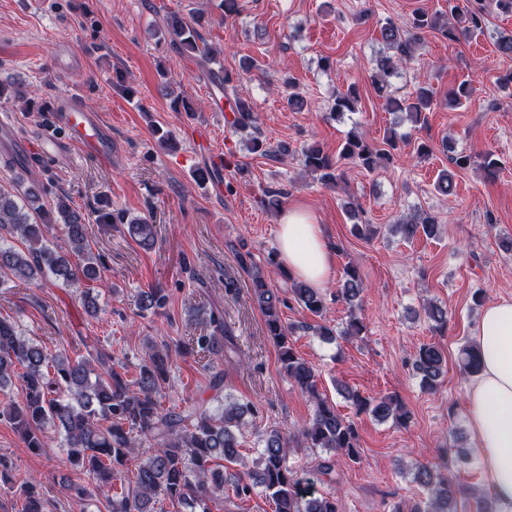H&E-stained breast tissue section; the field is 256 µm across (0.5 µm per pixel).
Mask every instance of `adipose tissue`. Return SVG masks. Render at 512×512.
<instances>
[{
  "instance_id": "1",
  "label": "adipose tissue",
  "mask_w": 512,
  "mask_h": 512,
  "mask_svg": "<svg viewBox=\"0 0 512 512\" xmlns=\"http://www.w3.org/2000/svg\"><path fill=\"white\" fill-rule=\"evenodd\" d=\"M279 258L288 272L323 289L334 276L322 224L293 206L279 218ZM480 370L466 392L472 446L500 512H512V298L483 307L474 329Z\"/></svg>"
}]
</instances>
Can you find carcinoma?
<instances>
[{
  "label": "carcinoma",
  "instance_id": "obj_1",
  "mask_svg": "<svg viewBox=\"0 0 512 512\" xmlns=\"http://www.w3.org/2000/svg\"><path fill=\"white\" fill-rule=\"evenodd\" d=\"M487 25L483 0H448V12L430 14L422 9L412 13L407 25L387 19L380 27L386 53L376 60L371 83L388 111L404 118L414 128L426 125L428 114L438 102L430 84L420 81L406 97L395 95L394 79L400 68L412 60L421 34L427 30L442 38L457 41L482 32ZM164 37L179 52H190L209 65L210 83L218 87L228 102L231 126L243 135L246 148L252 154L275 158L288 152L283 145L271 146L257 126L252 104L239 96L232 74L210 67L214 52L199 45L201 37L192 25L176 16L166 21ZM288 87L287 104L301 111L307 99L296 81H284ZM473 93L472 82L464 79L448 93L447 105L457 109ZM359 89L350 85L336 93L330 114L341 120L359 111ZM405 135L391 128L385 149H378L360 136L355 129L347 131L337 156L319 149L302 148L304 169L324 185L337 186L344 176L340 162L345 161L372 172L390 159ZM448 161L456 169L465 170L482 159L481 168L488 179L501 169L500 162L490 151L455 152L448 146ZM43 192L33 180L24 191L9 192L0 187V230H10L11 238L0 235V284L5 280L32 283L50 278L66 287H80L101 278L100 265L87 241L84 215L70 205L66 197L58 202L63 233L70 251L61 253L51 247L45 235L53 220L32 202ZM402 238L412 241L420 235L431 238L437 233L434 216L415 209L401 217L395 225ZM129 231L140 245H154L156 228L147 219H134ZM17 238L22 246L12 239ZM239 266L251 276V298L265 319L266 335L279 351V360L288 377L313 403V412L299 429L307 448H319L356 460L360 440L356 422L341 415L327 396L318 388V376L313 366L293 348L292 332L280 317L285 304L279 291L271 287L253 264L251 254L236 252ZM364 288L360 270L353 264L343 269L336 300L349 306L348 320L340 335L361 338L365 325L356 309ZM294 300L320 317L327 307L325 298L302 281L292 284ZM167 295L160 288L142 290L138 305L142 310H156L166 304ZM212 332L191 337L184 347L198 355L219 356L224 350L226 325L221 314L210 312ZM172 362L171 346L165 342L147 343L139 373L128 379L124 365L112 359V352L94 345L87 355L73 359L64 350L54 353L25 336L12 321L0 319V393L19 384L22 401H8L0 407V418L7 421L22 436L27 447L40 451L48 447L51 433L62 437L69 464L92 476L105 494L111 512H157L151 504L168 502L176 512H211L210 504L224 501V464L243 460L239 435L246 418L254 417L256 409L250 402L224 404L220 412H212L204 404L188 400L178 408H165L160 389L168 378ZM446 359L435 344H423L413 358V368L421 385L435 390L440 384ZM340 394L351 401L355 415L368 414L379 421L403 423L408 419L401 404L390 396H363L346 386ZM261 445L254 468L247 478L239 477L232 485L234 496L247 499L260 488L274 505V512H340L336 492L316 493L311 479L288 466L287 455L291 438L278 429L259 433ZM131 460L137 461L135 480L121 493L114 492V481ZM6 462L0 460V482L14 484L23 500V512H48L49 502L40 487L29 476L21 480L6 476ZM414 482L421 496L411 512H455L457 496L465 491L457 476L444 465L418 462Z\"/></svg>",
  "mask_w": 512,
  "mask_h": 512
}]
</instances>
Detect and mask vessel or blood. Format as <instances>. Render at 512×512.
<instances>
[{
    "instance_id": "b4317fda",
    "label": "vessel or blood",
    "mask_w": 512,
    "mask_h": 512,
    "mask_svg": "<svg viewBox=\"0 0 512 512\" xmlns=\"http://www.w3.org/2000/svg\"><path fill=\"white\" fill-rule=\"evenodd\" d=\"M53 126L62 129V137L43 135L18 140L11 121L0 115V141H20L30 160H39L60 152L64 144H76L93 154L102 164L112 162V132L99 113L86 110L80 98L68 95L58 98L51 114Z\"/></svg>"
}]
</instances>
